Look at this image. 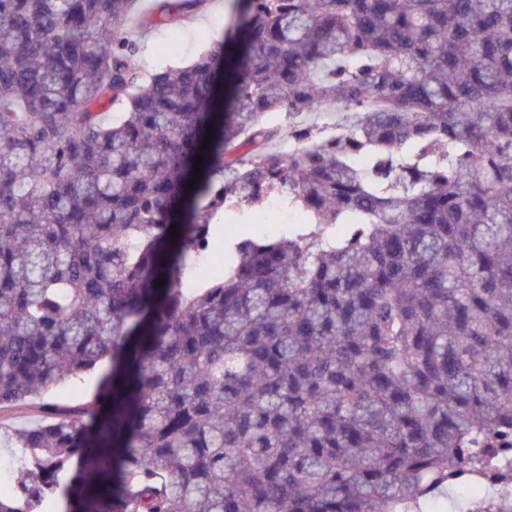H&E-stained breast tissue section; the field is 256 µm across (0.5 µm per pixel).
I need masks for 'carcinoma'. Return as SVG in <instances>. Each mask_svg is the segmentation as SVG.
Segmentation results:
<instances>
[{
    "label": "carcinoma",
    "instance_id": "carcinoma-1",
    "mask_svg": "<svg viewBox=\"0 0 512 512\" xmlns=\"http://www.w3.org/2000/svg\"><path fill=\"white\" fill-rule=\"evenodd\" d=\"M137 2L0 0V429L39 414L0 512H413L465 476L512 512V0H233L153 74ZM274 196L306 221L180 288ZM105 361L101 367L90 373L67 379L44 395V399L64 407L82 406L92 400L102 373L108 368Z\"/></svg>",
    "mask_w": 512,
    "mask_h": 512
}]
</instances>
